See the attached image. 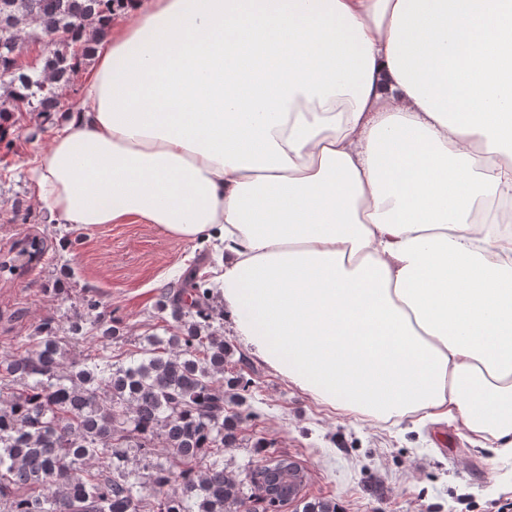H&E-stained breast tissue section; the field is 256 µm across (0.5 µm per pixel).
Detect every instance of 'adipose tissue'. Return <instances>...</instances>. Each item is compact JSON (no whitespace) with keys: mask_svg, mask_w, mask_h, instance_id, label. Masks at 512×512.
Masks as SVG:
<instances>
[{"mask_svg":"<svg viewBox=\"0 0 512 512\" xmlns=\"http://www.w3.org/2000/svg\"><path fill=\"white\" fill-rule=\"evenodd\" d=\"M85 37L49 221L222 246L278 374L512 457V0H133Z\"/></svg>","mask_w":512,"mask_h":512,"instance_id":"1","label":"adipose tissue"}]
</instances>
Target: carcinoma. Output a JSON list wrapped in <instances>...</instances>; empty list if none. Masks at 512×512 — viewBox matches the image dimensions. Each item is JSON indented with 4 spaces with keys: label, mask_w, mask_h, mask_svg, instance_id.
<instances>
[{
    "label": "carcinoma",
    "mask_w": 512,
    "mask_h": 512,
    "mask_svg": "<svg viewBox=\"0 0 512 512\" xmlns=\"http://www.w3.org/2000/svg\"><path fill=\"white\" fill-rule=\"evenodd\" d=\"M125 0H0V148L9 152L14 115L40 120L75 86L78 65L94 52L87 26L122 10ZM25 42L42 43L41 66L20 63ZM207 280L191 272L160 311L182 335L148 336L126 366L100 354L73 361L55 319L9 357H0V512H279L301 501L288 484L298 465L286 457L238 481L224 467L242 414L224 415L226 399L245 387L224 381V337L213 326ZM99 299L82 301L72 338L107 346L116 338ZM174 464L155 461L160 451ZM138 456L131 462L130 454Z\"/></svg>",
    "instance_id": "cac0c4a2"
}]
</instances>
